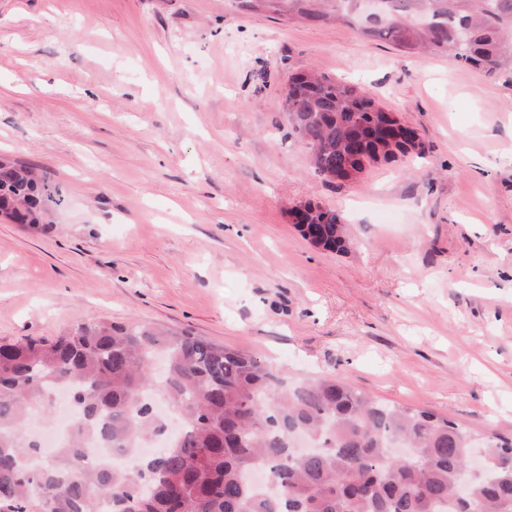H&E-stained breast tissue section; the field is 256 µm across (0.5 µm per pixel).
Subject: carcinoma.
Returning a JSON list of instances; mask_svg holds the SVG:
<instances>
[{
  "mask_svg": "<svg viewBox=\"0 0 512 512\" xmlns=\"http://www.w3.org/2000/svg\"><path fill=\"white\" fill-rule=\"evenodd\" d=\"M241 8L312 24H346L366 39L435 54L492 74L512 67V0H385L377 17L360 0H240ZM288 122L320 176L424 155L399 126L378 155L387 109L368 92L314 70L289 76ZM0 212L39 227L49 174L0 165ZM303 237L347 245L342 216L308 207ZM72 391L80 412L69 444L35 465L28 440L37 402ZM159 389L182 424L166 450L117 469L84 460L88 440L116 452L165 435L144 394ZM400 442L407 455L394 458ZM471 437L444 416L393 406L340 379L293 387L260 359L149 323L95 321L55 339L0 343V512H512V443L489 437L469 469Z\"/></svg>",
  "mask_w": 512,
  "mask_h": 512,
  "instance_id": "1",
  "label": "carcinoma"
}]
</instances>
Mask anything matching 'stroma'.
I'll list each match as a JSON object with an SVG mask.
<instances>
[{
  "label": "stroma",
  "mask_w": 512,
  "mask_h": 512,
  "mask_svg": "<svg viewBox=\"0 0 512 512\" xmlns=\"http://www.w3.org/2000/svg\"><path fill=\"white\" fill-rule=\"evenodd\" d=\"M310 66L424 157L316 176L282 108ZM0 155L64 198L0 223V341L151 322L512 441L511 71L233 0H0ZM305 202L347 251L301 236ZM297 217V227L305 239H307L308 233L316 236L319 245L328 251L339 252L347 247L349 237L346 241L343 218L336 210L317 205V211H315L310 206L306 208L305 212H299ZM304 224H308L306 229ZM308 241L316 247H321L313 241L312 237H309Z\"/></svg>",
  "instance_id": "stroma-1"
}]
</instances>
